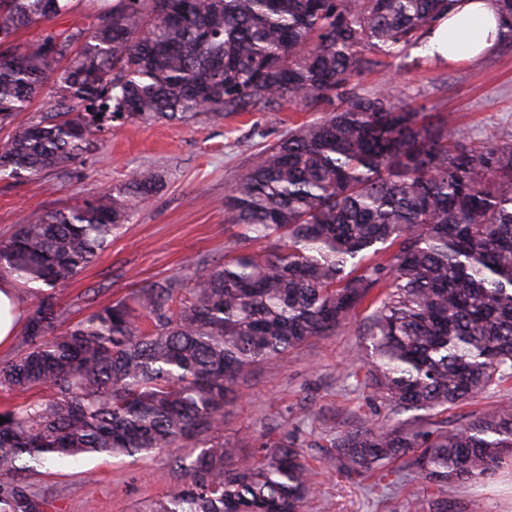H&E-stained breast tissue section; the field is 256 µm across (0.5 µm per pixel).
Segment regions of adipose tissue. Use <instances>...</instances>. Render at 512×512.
<instances>
[{"mask_svg":"<svg viewBox=\"0 0 512 512\" xmlns=\"http://www.w3.org/2000/svg\"><path fill=\"white\" fill-rule=\"evenodd\" d=\"M500 18L492 0H453L426 35L431 56L448 64L484 55L497 42ZM28 311L14 283L0 278V349L12 346L24 326Z\"/></svg>","mask_w":512,"mask_h":512,"instance_id":"ef3b65f1","label":"adipose tissue"}]
</instances>
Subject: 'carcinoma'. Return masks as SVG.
Instances as JSON below:
<instances>
[{
    "instance_id": "cac0c4a2",
    "label": "carcinoma",
    "mask_w": 512,
    "mask_h": 512,
    "mask_svg": "<svg viewBox=\"0 0 512 512\" xmlns=\"http://www.w3.org/2000/svg\"><path fill=\"white\" fill-rule=\"evenodd\" d=\"M72 0H0V125L45 86L46 110L0 139L20 183L93 151L108 121L267 113L313 117L250 155L224 196L240 241L264 245L148 281L78 321L56 288L112 244L157 176L26 219L0 277L33 294L0 361V512H50L32 479L88 455L168 448L181 482L144 512H304L312 468L282 439L225 466L219 431L238 380L364 312L359 383L390 424L336 435L349 475L404 461L422 481L483 479L512 457V406L450 429L439 415L512 381V143L466 141L399 86L358 88L422 44L453 0H112L92 27L16 42ZM512 42V0H494ZM423 414L408 421L398 416Z\"/></svg>"
}]
</instances>
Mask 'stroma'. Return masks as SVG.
I'll use <instances>...</instances> for the list:
<instances>
[{
  "label": "stroma",
  "mask_w": 512,
  "mask_h": 512,
  "mask_svg": "<svg viewBox=\"0 0 512 512\" xmlns=\"http://www.w3.org/2000/svg\"><path fill=\"white\" fill-rule=\"evenodd\" d=\"M112 0H74L71 12L20 30L21 42L76 23L91 24ZM397 80L416 104L453 114L469 140L512 139V44L495 45L484 57L447 66L424 48L397 58ZM255 115L201 117L182 125L156 121L132 128L107 123L97 148L68 170L17 183L0 178V237L25 217L64 211L87 195H111L127 175L153 169L160 187L140 206L111 246L57 295L73 318L92 305L127 295L146 281L186 273L198 259H223L235 249L240 228L226 223L224 196L249 154L263 140L254 136ZM362 313L335 334L314 339L258 365L240 380L224 408L225 447L251 456L266 441L288 438L309 460L316 492L305 512H429L447 499L448 512H512V460L477 482L439 487L406 475L399 464L388 473L348 476L324 465L330 441L341 431L386 423L389 408L357 383L363 339ZM36 489L51 498L53 512H142L177 484L168 453L151 458L90 457L36 477Z\"/></svg>",
  "instance_id": "1"
}]
</instances>
